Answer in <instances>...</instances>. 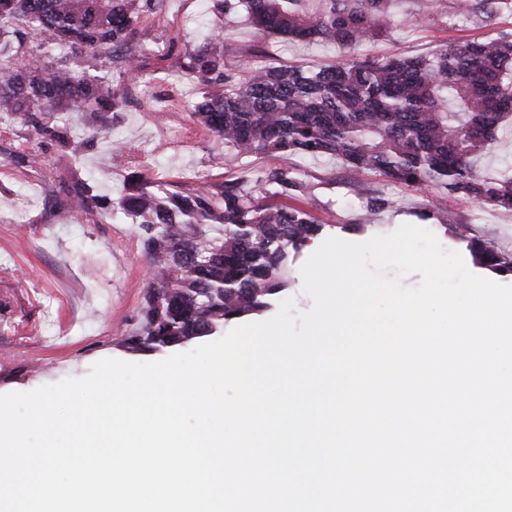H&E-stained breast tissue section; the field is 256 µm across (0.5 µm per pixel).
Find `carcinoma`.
<instances>
[{
    "instance_id": "cac0c4a2",
    "label": "carcinoma",
    "mask_w": 512,
    "mask_h": 512,
    "mask_svg": "<svg viewBox=\"0 0 512 512\" xmlns=\"http://www.w3.org/2000/svg\"><path fill=\"white\" fill-rule=\"evenodd\" d=\"M216 16L242 10L266 36L330 42L351 54L333 66H272L224 61V26L208 42L176 52L201 85L190 114L237 157L258 153L330 157L354 177L375 173L408 188L441 186L479 206L512 211V168L478 170L501 124L512 118V39L450 43L428 56L358 61L391 19L395 0H211ZM448 3L460 20L502 11L512 0H414ZM166 0H0V118L17 119L74 156L94 138L72 139L49 112H92L96 134L128 103L126 85L145 68L141 20ZM60 46L67 54H45ZM275 195L302 201L307 183L286 169L265 174ZM56 203L77 212L120 210L143 238L150 278L135 351L184 345L224 324L268 311L288 286L289 265L323 231L302 208L271 204L224 182L170 190L131 172L114 199L77 177L58 180ZM471 255L512 273V253L476 235Z\"/></svg>"
}]
</instances>
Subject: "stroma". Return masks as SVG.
Returning <instances> with one entry per match:
<instances>
[{
  "label": "stroma",
  "mask_w": 512,
  "mask_h": 512,
  "mask_svg": "<svg viewBox=\"0 0 512 512\" xmlns=\"http://www.w3.org/2000/svg\"><path fill=\"white\" fill-rule=\"evenodd\" d=\"M413 0H397L391 22L357 52L358 59L421 56L451 42L512 34V15L466 24L441 15L416 18ZM215 16L208 0H167L162 13L144 20L138 38L149 51L146 75L130 85V102L112 120V140H97L79 159L34 136L19 121H0V394L86 375L107 358L155 362L170 349L133 352L125 340L141 323L147 258L135 225L122 213H79L54 202L51 187L62 176L86 179L99 193L120 196L131 170L176 190L196 183H221L242 175L257 178L285 169L311 188L307 209L323 224L324 237L361 243L401 225L421 226L449 250L466 253L465 241L447 235L435 213L453 212L457 223L512 252V212L491 211L441 187L416 191L368 174L353 179L330 157L262 153L216 158L214 138L196 125L187 105L196 83L178 72L176 58L154 45H197ZM224 60L234 64L260 51L270 65L300 63L317 70L342 56L328 44L289 43L260 34L244 15L224 22ZM38 149L44 164L22 167L10 154ZM392 200L372 226H352L375 198ZM432 218L421 221L422 213Z\"/></svg>",
  "instance_id": "1"
}]
</instances>
